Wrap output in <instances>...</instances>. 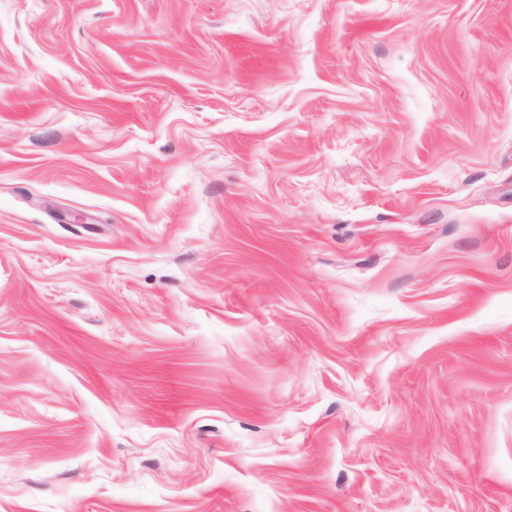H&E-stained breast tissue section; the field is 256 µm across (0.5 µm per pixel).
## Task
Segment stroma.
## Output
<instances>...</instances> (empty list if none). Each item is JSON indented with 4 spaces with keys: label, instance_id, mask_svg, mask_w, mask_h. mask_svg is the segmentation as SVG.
Masks as SVG:
<instances>
[{
    "label": "stroma",
    "instance_id": "1",
    "mask_svg": "<svg viewBox=\"0 0 512 512\" xmlns=\"http://www.w3.org/2000/svg\"><path fill=\"white\" fill-rule=\"evenodd\" d=\"M0 512H512V0H0Z\"/></svg>",
    "mask_w": 512,
    "mask_h": 512
}]
</instances>
